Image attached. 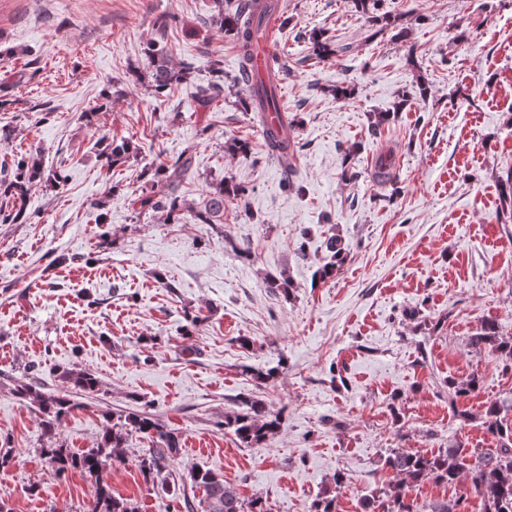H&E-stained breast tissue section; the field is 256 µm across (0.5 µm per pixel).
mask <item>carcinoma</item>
I'll list each match as a JSON object with an SVG mask.
<instances>
[{
    "label": "carcinoma",
    "mask_w": 512,
    "mask_h": 512,
    "mask_svg": "<svg viewBox=\"0 0 512 512\" xmlns=\"http://www.w3.org/2000/svg\"><path fill=\"white\" fill-rule=\"evenodd\" d=\"M383 0H349L352 8L361 14L365 23L375 27L384 20L378 14ZM279 13L278 0H211L208 23L230 38L239 51V67L234 83H244L250 95L239 100L247 112L279 111L276 75L283 72L281 57L274 56V73L259 81L248 68L251 60L252 42L262 29L265 18ZM313 54L323 60L336 53V48L322 33H312ZM147 78L158 94L179 83L190 73V67H177L170 55L150 44L146 51ZM214 80L201 90L198 102L201 109L211 106L224 89V69L221 60L211 65ZM297 119H286L275 126H262V136L270 154L285 166L294 154L297 142L293 133ZM98 156L106 169L130 160L138 147L131 140L116 142L107 136L96 141ZM193 153L185 150L181 155L166 160L154 168L144 171L143 186L129 195V205L136 213L160 211L172 224L191 221L195 224H215L224 221V200L240 198L244 190L237 185L220 180L210 184L208 199L197 209L183 202L179 189L192 170ZM65 177L44 169L39 158L32 155L12 158V165L0 175V220L8 224H28L30 215L26 198L32 187L38 184L60 185ZM329 259L316 271V278L324 281L336 274L345 260L342 240L334 237L329 241ZM470 346L479 349L493 347L512 368V336L498 335L492 323L484 324L470 337ZM63 377L87 395L100 391L98 377L90 372L66 371ZM453 392L448 394L450 403L468 396L479 386L476 377L466 382H448ZM15 394L29 400L37 408L40 424L46 437L39 455L52 474L62 479L73 471L96 478L97 484L92 501L83 512H140L137 501L112 492V486L101 477L104 470L123 461L125 445L129 436L143 435L150 439L152 448L141 455L138 468L143 477L158 481L175 499H182L186 512H270L267 502L259 497L251 500L241 498L236 484L224 479V475L209 469L197 468L185 475L175 474L173 463L180 451L179 433L168 428L156 414L146 410H118L106 412L110 425L102 433L97 446L74 451L55 438L62 419L75 407L68 396L57 393L37 392L28 383L18 381ZM486 430L497 440V448H468L455 442L445 451L435 455L413 453L402 448H388L383 456V467L394 474V482L374 488L359 501L360 512H420L408 499L406 487L423 479H432L440 484H454L467 473L474 491L484 501V512H512V398L491 404L485 412ZM285 417L278 412L267 411L262 400L244 395L237 401V410L224 417V428L231 430L240 446L260 448L281 432ZM346 478L336 474L330 485L317 496L313 512H337V497L345 487ZM202 492L201 499L194 502L186 494V487ZM425 512H464L462 498H450L433 502Z\"/></svg>",
    "instance_id": "carcinoma-1"
}]
</instances>
